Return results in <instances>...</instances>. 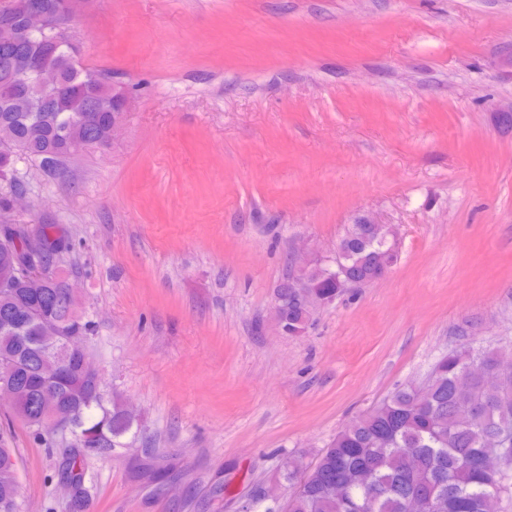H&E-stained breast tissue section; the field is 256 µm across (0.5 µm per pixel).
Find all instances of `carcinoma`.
I'll list each match as a JSON object with an SVG mask.
<instances>
[{
  "label": "carcinoma",
  "instance_id": "obj_1",
  "mask_svg": "<svg viewBox=\"0 0 512 512\" xmlns=\"http://www.w3.org/2000/svg\"><path fill=\"white\" fill-rule=\"evenodd\" d=\"M37 55L58 83L27 73L10 82L3 70L13 59ZM95 103L98 111H89ZM112 133V83L109 76L80 65L75 49L48 46L23 29L0 28V180L12 171L19 151L44 169L63 162L72 146L93 134ZM350 246L338 267L365 277L375 257L390 249L381 234L363 224L348 226ZM69 247L68 237L49 224L27 230L0 225V386L14 387L12 403L31 434L46 447L55 446L46 422L53 410L80 409L74 430L96 429L98 448H77L57 469V477L77 479L78 496L71 512H85L89 502L84 461L89 455L109 456L122 447L134 421L119 400L107 405L103 385L88 382L82 356L61 358L58 336L91 333L80 308L66 293L67 276L37 285L21 273L17 260L36 248L52 254L54 246ZM310 293L326 298L336 292V271L316 264ZM288 327L305 323L304 309L283 296ZM474 366L494 372L512 367V348L485 347L474 341L448 351L433 364L425 379L396 389L370 411L354 419L323 450L309 470L288 461L286 478L297 488L279 512H409L412 500L427 503V512H485L488 500L512 490V377L501 392L488 396L471 373ZM507 441L502 465H483L486 443L499 433ZM342 480L347 497L338 499L330 485ZM17 471L0 469V512H17Z\"/></svg>",
  "mask_w": 512,
  "mask_h": 512
}]
</instances>
